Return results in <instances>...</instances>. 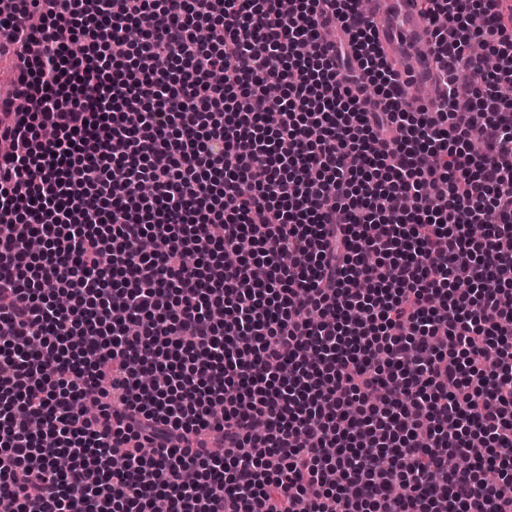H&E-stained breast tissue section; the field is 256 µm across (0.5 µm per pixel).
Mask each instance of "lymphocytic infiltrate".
I'll use <instances>...</instances> for the list:
<instances>
[{
    "label": "lymphocytic infiltrate",
    "mask_w": 512,
    "mask_h": 512,
    "mask_svg": "<svg viewBox=\"0 0 512 512\" xmlns=\"http://www.w3.org/2000/svg\"><path fill=\"white\" fill-rule=\"evenodd\" d=\"M421 3L414 107L358 0H5L0 512H512V0Z\"/></svg>",
    "instance_id": "f902f5d3"
}]
</instances>
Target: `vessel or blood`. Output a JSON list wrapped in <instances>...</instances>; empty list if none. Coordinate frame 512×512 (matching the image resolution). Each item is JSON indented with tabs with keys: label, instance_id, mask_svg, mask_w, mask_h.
<instances>
[{
	"label": "vessel or blood",
	"instance_id": "vessel-or-blood-1",
	"mask_svg": "<svg viewBox=\"0 0 512 512\" xmlns=\"http://www.w3.org/2000/svg\"><path fill=\"white\" fill-rule=\"evenodd\" d=\"M370 4L376 39L387 61L408 66L409 99L430 100L435 85V63L430 33L418 10V0H370Z\"/></svg>",
	"mask_w": 512,
	"mask_h": 512
}]
</instances>
